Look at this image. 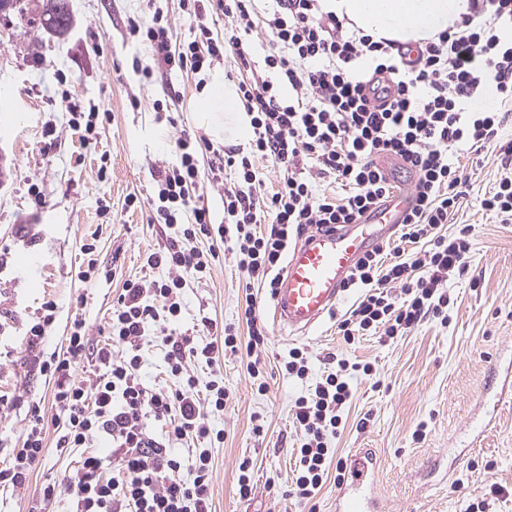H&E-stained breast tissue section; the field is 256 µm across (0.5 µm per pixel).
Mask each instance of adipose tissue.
I'll return each instance as SVG.
<instances>
[{"label":"adipose tissue","mask_w":512,"mask_h":512,"mask_svg":"<svg viewBox=\"0 0 512 512\" xmlns=\"http://www.w3.org/2000/svg\"><path fill=\"white\" fill-rule=\"evenodd\" d=\"M325 7L373 39L405 43L447 30L468 13L470 0H327ZM217 110L224 113L225 130L241 129L247 122L235 86L218 75L212 79L202 114L208 119Z\"/></svg>","instance_id":"ef3b65f1"}]
</instances>
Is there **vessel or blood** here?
<instances>
[{
    "instance_id": "b4317fda",
    "label": "vessel or blood",
    "mask_w": 512,
    "mask_h": 512,
    "mask_svg": "<svg viewBox=\"0 0 512 512\" xmlns=\"http://www.w3.org/2000/svg\"><path fill=\"white\" fill-rule=\"evenodd\" d=\"M411 206L410 193L401 189L364 223L320 232L298 243L288 255L282 284L272 298L276 321L295 333L315 328L340 301L343 284L359 257L400 224ZM375 469L370 452L363 449L354 455L336 500L337 512H377L371 494Z\"/></svg>"
}]
</instances>
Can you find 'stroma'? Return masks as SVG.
I'll return each instance as SVG.
<instances>
[{"mask_svg":"<svg viewBox=\"0 0 512 512\" xmlns=\"http://www.w3.org/2000/svg\"><path fill=\"white\" fill-rule=\"evenodd\" d=\"M72 25L59 36L18 17L0 20V118L13 130L0 136V444L15 446L27 422L16 397L44 408L46 448L24 491L0 490V512H70L61 496L43 503L41 491L73 472L83 454L60 444L64 433L54 401V384L26 375L24 338L43 315L42 305H57L45 349L65 352L73 320H83L91 343L107 334L112 304L127 280H164L167 268H147L146 253L168 245L173 229L149 221L152 173L175 159L182 132L200 133L213 144L245 145L202 123L206 93L197 75L175 72L141 83L134 59L146 58L144 46L129 34L132 24L150 20L162 7L173 45L194 37L195 24L180 0H67ZM179 91L173 123H157L153 103ZM83 110L107 112L97 136L83 142L70 125L63 94ZM456 166L472 178L473 189L449 228L473 225L468 270L450 282L447 321L424 319L407 335L389 342L376 336L345 341L337 325L349 317L359 291L343 293L336 310L308 333L290 334L276 325L270 296L254 288L258 313L269 336L258 354L268 389L258 393L244 356L223 360V411L208 413L212 429L223 431L213 444L211 512H335L339 486L328 476L313 499L296 496L294 481L302 433L293 421L296 399L320 380L330 357L372 365L371 375L354 373L352 399L344 429L332 442L336 458L356 449H376L379 462L374 493L385 512H466L486 502L485 512H512V398L500 395L492 367L512 365V223L502 224L481 208L485 193L505 171L495 152L465 149ZM38 186L35 205L30 186ZM137 209H125L127 195ZM200 250H216L209 272L187 278L181 291L178 333L195 346L211 342L217 328L241 322L239 304L245 278L234 252L199 240ZM99 272L84 277L88 262ZM303 350L311 363L308 381L283 375L289 349ZM166 346L155 331L141 341L140 375L150 388L167 390ZM263 417V436L252 432ZM424 438H417L418 427ZM254 466L249 498L237 492L243 459Z\"/></svg>","mask_w":512,"mask_h":512,"instance_id":"stroma-1","label":"stroma"}]
</instances>
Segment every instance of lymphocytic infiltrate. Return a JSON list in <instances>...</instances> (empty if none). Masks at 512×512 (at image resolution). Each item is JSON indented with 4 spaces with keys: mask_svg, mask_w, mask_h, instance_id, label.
I'll list each match as a JSON object with an SVG mask.
<instances>
[{
    "mask_svg": "<svg viewBox=\"0 0 512 512\" xmlns=\"http://www.w3.org/2000/svg\"><path fill=\"white\" fill-rule=\"evenodd\" d=\"M191 2L198 35L187 46L173 47L163 11L133 27L149 49L148 61L137 63L135 72L149 83L178 70L198 74L233 60L243 74L237 90L251 137L242 148L214 145L202 134L186 132L177 139L175 161L153 174L150 221L179 232L164 250L146 257L148 268L165 266L176 275L148 284L126 281L102 345L90 348L85 324L76 319L66 355L46 353L43 341L55 320L52 301L25 338L28 372L55 383L64 446L85 451L72 474L44 486L42 498L67 494L75 512H211L212 456L203 443L223 441L224 434L209 427L205 412L224 408L226 354L245 353L258 391L267 389L257 351L268 332L252 289L278 288L293 242L315 228L358 223L392 193L393 181L375 157L404 161L414 175L413 207L398 244L376 246L349 277L348 287L363 295L338 326L348 341L358 334L393 339L427 317L447 313V283L465 271L472 234L468 225L443 232L472 190L470 176L450 158L467 147L512 157V140L502 137L505 115L512 112V0H471L470 14L411 50L349 28L323 10V0H218L226 17L220 36L205 24L201 0ZM260 21L271 39L259 56L254 33ZM490 84L498 108L474 109L473 101ZM205 152L210 161L204 166ZM262 159L280 177L269 194L262 190ZM325 178L341 189V197L320 193L317 182ZM204 179L225 187L223 223H215L210 209L192 198ZM202 237L230 245L236 255L247 285L241 298L247 330L225 327L219 341L197 348L177 334L174 323L186 275H203L209 267L196 247ZM150 330L159 332L167 347L173 389L151 390L140 377L139 342ZM89 356L91 371L85 365ZM195 363L207 367L208 380L192 371ZM356 371L367 375L371 367L338 360L295 402L293 420L304 434L295 482L300 498H313L331 473L330 441L343 422ZM26 406L28 426L18 447L0 461V487L15 491L28 485L43 452L42 407L33 400ZM152 421L168 426L178 440L196 442L191 481L179 479L181 457L150 434ZM101 442L109 456L98 453ZM111 457L117 461L112 468L106 465Z\"/></svg>",
    "mask_w": 512,
    "mask_h": 512,
    "instance_id": "obj_1",
    "label": "lymphocytic infiltrate"
}]
</instances>
